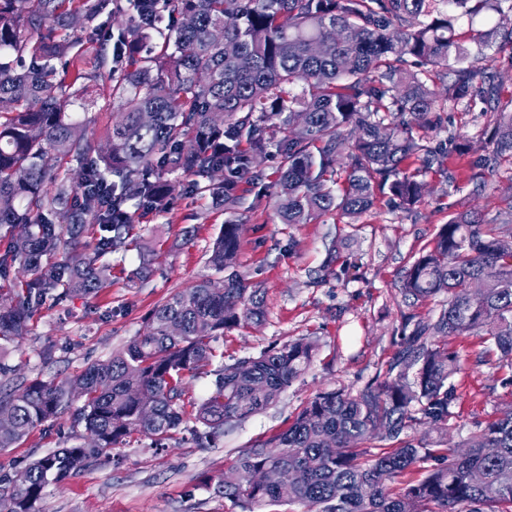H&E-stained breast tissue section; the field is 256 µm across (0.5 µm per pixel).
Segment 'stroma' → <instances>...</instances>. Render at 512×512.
I'll use <instances>...</instances> for the list:
<instances>
[{
	"instance_id": "1",
	"label": "stroma",
	"mask_w": 512,
	"mask_h": 512,
	"mask_svg": "<svg viewBox=\"0 0 512 512\" xmlns=\"http://www.w3.org/2000/svg\"><path fill=\"white\" fill-rule=\"evenodd\" d=\"M493 73L500 107L512 111V47L485 48L477 62ZM432 143L455 146L462 137L480 135L488 123L480 104H446L438 112ZM263 175L241 184L240 248L235 269L265 291L266 314L257 323L225 330L213 345L223 365L259 355L297 339L315 342L317 356L305 373L260 414L236 424L207 448L197 447L192 428L177 432L166 449L151 436L135 433L97 461L62 483L49 485L43 512H233L214 492L208 477L218 475L256 441L288 428L304 402L333 388L357 391L374 378L400 349L405 314L436 315L441 299H404L400 280L431 245L441 225L457 213L478 212L497 224L512 204V162L474 177L467 157L452 156L444 167L426 172L423 202L410 210L378 198L356 221L332 212L308 224L280 223L267 186L278 160H259ZM175 195L164 213L137 225L151 250L133 248L113 255L112 282L91 298H74L61 307L43 308L22 342L7 345L0 362L10 368L11 385L35 378L60 379L80 374L86 365L111 358L142 333L151 311L174 294L189 291L213 276L208 264L214 240L229 218L224 209L191 196L183 176L172 175ZM193 229L184 242L185 229ZM461 360L452 383L456 399L446 440L456 445L475 425L512 409V367L477 336L449 339ZM52 349V362L43 352ZM85 430L71 415L38 426L21 443L0 450L7 471L60 448L80 443Z\"/></svg>"
}]
</instances>
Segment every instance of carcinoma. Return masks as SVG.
Instances as JSON below:
<instances>
[{
  "label": "carcinoma",
  "instance_id": "carcinoma-1",
  "mask_svg": "<svg viewBox=\"0 0 512 512\" xmlns=\"http://www.w3.org/2000/svg\"><path fill=\"white\" fill-rule=\"evenodd\" d=\"M502 0H0V341L30 334L45 306L94 296L109 259L137 243L138 216L164 212L168 176L229 212L240 182L259 180L257 158L280 159L271 198L283 224L339 210L351 220L379 194L404 209L425 194L422 169L448 152L425 139L441 101L479 100L489 129L459 144L472 167L512 160V112L495 76L476 67L483 48L512 45L492 17L472 38L462 17L504 14ZM106 99L117 109L101 147L72 106ZM344 177H338L337 167ZM242 225L228 220L202 279L156 306L145 330L73 379L35 378L0 390V448L72 409L92 441L0 473L15 512H40L62 482L134 432L163 446L189 420L206 448L226 427L277 401L310 366L316 345L289 341L215 370V389L187 409L183 378L212 365L216 333L265 314L263 289L231 265ZM404 297L448 301L437 316L408 318L383 380L356 393L319 392L288 429L259 440L208 479L240 512L298 504L304 512H512V411L460 447L408 438L448 432L461 370L448 339L479 336L512 359V219L454 216L407 269ZM83 404L74 407L75 398ZM149 399L153 413L140 403ZM379 452L371 453V449ZM280 467L286 485L245 474ZM408 472L418 477L398 481Z\"/></svg>",
  "mask_w": 512,
  "mask_h": 512
}]
</instances>
